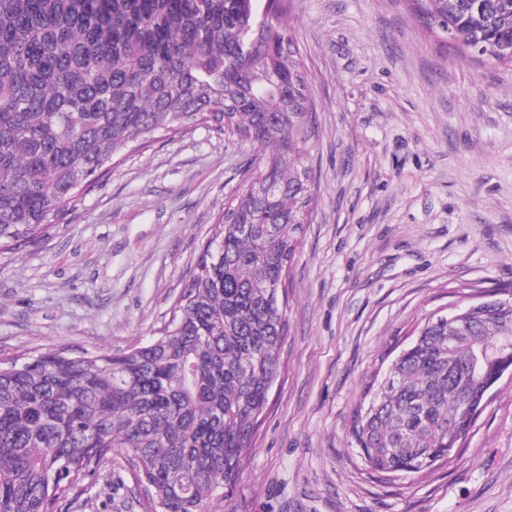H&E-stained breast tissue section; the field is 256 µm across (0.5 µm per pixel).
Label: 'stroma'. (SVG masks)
I'll use <instances>...</instances> for the list:
<instances>
[{"mask_svg":"<svg viewBox=\"0 0 512 512\" xmlns=\"http://www.w3.org/2000/svg\"><path fill=\"white\" fill-rule=\"evenodd\" d=\"M317 202L290 270L281 377L213 512H512V373L461 450L371 471L351 437L374 372L463 288L512 289V67L441 48L406 0H293ZM251 145L196 125L127 151L64 220L0 248V360L151 339ZM59 512H145L121 455Z\"/></svg>","mask_w":512,"mask_h":512,"instance_id":"1","label":"stroma"}]
</instances>
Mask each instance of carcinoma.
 I'll return each mask as SVG.
<instances>
[{
  "instance_id": "obj_1",
  "label": "carcinoma",
  "mask_w": 512,
  "mask_h": 512,
  "mask_svg": "<svg viewBox=\"0 0 512 512\" xmlns=\"http://www.w3.org/2000/svg\"><path fill=\"white\" fill-rule=\"evenodd\" d=\"M462 56L512 66V0H408ZM291 0H0V244L45 235L137 142L204 124L251 144L158 336L119 355L62 347L0 365V512H54L120 448L146 512L227 497L280 375L274 303L316 201L312 112ZM430 316L351 433L379 474L468 437L512 369V303ZM483 366L478 380L469 371Z\"/></svg>"
}]
</instances>
